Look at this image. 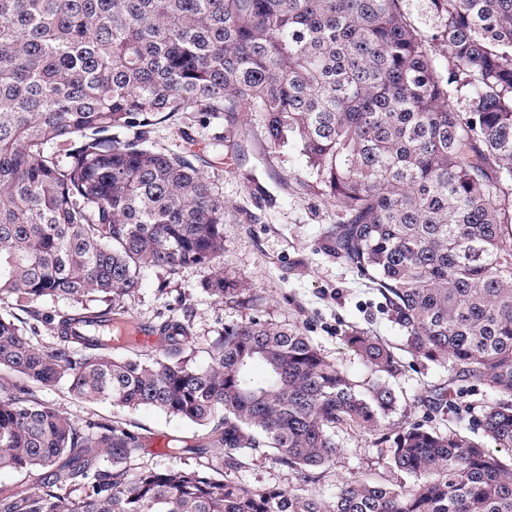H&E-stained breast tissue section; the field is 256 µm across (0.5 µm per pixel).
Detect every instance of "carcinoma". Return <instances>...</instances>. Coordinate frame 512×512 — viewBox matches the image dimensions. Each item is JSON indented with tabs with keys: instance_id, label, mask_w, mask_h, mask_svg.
Segmentation results:
<instances>
[{
	"instance_id": "carcinoma-1",
	"label": "carcinoma",
	"mask_w": 512,
	"mask_h": 512,
	"mask_svg": "<svg viewBox=\"0 0 512 512\" xmlns=\"http://www.w3.org/2000/svg\"><path fill=\"white\" fill-rule=\"evenodd\" d=\"M433 6L443 24L427 40L402 0H0V300L35 321L47 298L106 303L58 316L49 350L0 317V367L25 380L0 396V471L39 474L0 492V512H512V0ZM246 108L345 213L336 258L377 286L411 353L484 387L479 425L507 456L414 423L391 448L411 486L355 479L330 505L255 490L224 477L236 456L272 448L307 478L340 455L336 430L395 410L393 388L358 389L298 327L259 315L224 324L206 367L176 319L153 328L150 360L112 357L114 324L140 348L122 301L146 270L206 271L224 249V200L197 154L156 147L153 127ZM205 287L237 292L212 272ZM345 343L399 371L378 337ZM64 378L84 399L202 427L168 437L194 463L132 467L149 437L80 427L28 387Z\"/></svg>"
}]
</instances>
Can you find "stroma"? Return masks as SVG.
<instances>
[{"instance_id":"35a3bbf8","label":"stroma","mask_w":512,"mask_h":512,"mask_svg":"<svg viewBox=\"0 0 512 512\" xmlns=\"http://www.w3.org/2000/svg\"><path fill=\"white\" fill-rule=\"evenodd\" d=\"M218 132L224 135L220 146L213 140ZM152 140L174 151L192 149L198 167L222 196L224 250L213 269L238 292L221 301L206 292L204 274L197 269L152 268L145 271L141 288L124 297L127 318L146 329L172 317L187 320L194 362L204 367L218 330L258 313L272 322L297 325L327 360L359 384L375 381V374L346 347V333L357 327L397 344L402 332L373 285L329 251L328 230L341 214L333 198L313 188L298 148L271 147L261 113L249 110L232 120L182 112L156 125ZM401 359L403 372L390 381L398 397L395 411L373 432L337 430L341 453L334 464L305 479L261 448L244 455L229 478L257 490L301 487L327 502L343 484L358 478L412 485V476L392 470L383 435H396L422 419L440 428L465 429L480 409L477 396L456 393L448 400L447 414L428 412L427 399L447 386L450 370L407 353ZM34 393L80 425L112 420L146 436L187 440L201 433L199 426L149 407L85 400L65 381Z\"/></svg>"}]
</instances>
